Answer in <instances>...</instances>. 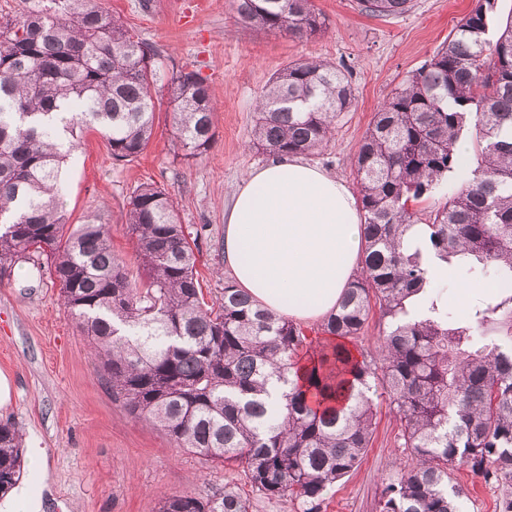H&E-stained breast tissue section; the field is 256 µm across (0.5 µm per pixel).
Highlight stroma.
Masks as SVG:
<instances>
[{"instance_id":"stroma-1","label":"stroma","mask_w":512,"mask_h":512,"mask_svg":"<svg viewBox=\"0 0 512 512\" xmlns=\"http://www.w3.org/2000/svg\"><path fill=\"white\" fill-rule=\"evenodd\" d=\"M112 14L163 55L165 69L195 70L219 110L214 140L201 156L178 157L167 100L156 103L154 135L139 157L114 161L101 133L85 132L69 160L64 208L68 223L101 213L113 229L130 279L144 271L125 232L132 190L163 187L186 232L197 237L196 270L206 298L219 296L224 268V209L241 179L269 156L250 143L255 102L269 79L289 62L321 59L345 66L355 102L336 124L324 150L308 155L348 185L353 158L373 115L391 91L441 48L478 0H413L399 16L362 14L356 0H314L327 19L319 35L298 37L240 26L231 0H101ZM59 287L36 256L19 255L0 274V374L10 399L0 422L23 433L18 486L42 498V512H158L160 493L206 498L230 486L250 512H300L291 497L269 499L252 490L228 464H206L157 426L134 419L101 378L86 336L61 306ZM371 442L350 476L325 493L321 512H379L380 493L411 462L399 448L400 423L385 398L376 401ZM468 493L467 512H496L502 490L456 466Z\"/></svg>"}]
</instances>
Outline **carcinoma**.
<instances>
[{
  "label": "carcinoma",
  "instance_id": "cac0c4a2",
  "mask_svg": "<svg viewBox=\"0 0 512 512\" xmlns=\"http://www.w3.org/2000/svg\"><path fill=\"white\" fill-rule=\"evenodd\" d=\"M0 20V273L33 252L59 286L61 304L87 336L112 398L206 462L232 463L254 491L321 512L323 495L359 466L382 390L399 417L412 465L385 483L380 512H463L467 493L451 465L503 489L512 512V287L459 319L429 295L420 251L403 244L425 221L436 255L512 284V22L485 38L495 0H478L428 64L374 114L354 157L365 250L336 310L309 328L255 306L230 283L205 300L196 255L165 189L131 193L125 230L145 274L129 279L112 250V225L92 214L67 228L61 170L94 128L113 160L131 161L154 134L152 88L167 90L185 160L213 141L216 107L195 71L164 72L161 53L99 0H38ZM237 20L267 32L315 36L327 19L314 0H233ZM370 17L409 12L412 0H358ZM346 70L320 59L288 63L257 102L250 143L274 155L310 154L351 111ZM471 131L473 178L420 217L416 206L458 168ZM379 350L363 344L372 306ZM325 336L312 345L310 334ZM283 402L264 398L273 377L291 382ZM22 433L0 423V494L22 472ZM159 512H249L237 490L209 498L163 495Z\"/></svg>",
  "mask_w": 512,
  "mask_h": 512
}]
</instances>
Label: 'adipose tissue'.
<instances>
[{
	"mask_svg": "<svg viewBox=\"0 0 512 512\" xmlns=\"http://www.w3.org/2000/svg\"><path fill=\"white\" fill-rule=\"evenodd\" d=\"M362 217L341 179L292 156L243 177L224 210V259L238 288L297 323L321 321L359 268Z\"/></svg>",
	"mask_w": 512,
	"mask_h": 512,
	"instance_id": "ef3b65f1",
	"label": "adipose tissue"
}]
</instances>
